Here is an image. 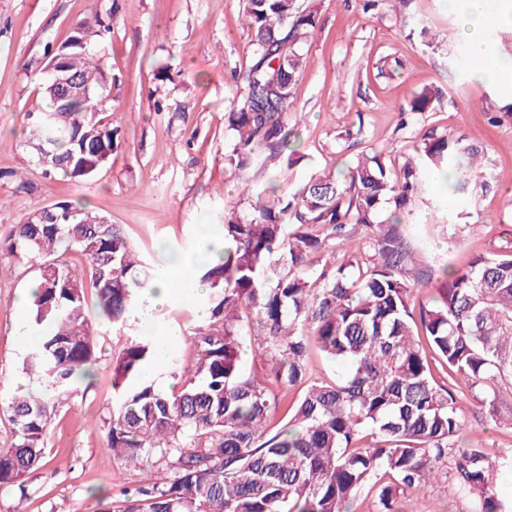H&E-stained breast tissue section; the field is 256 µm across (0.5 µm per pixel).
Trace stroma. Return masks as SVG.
<instances>
[{"mask_svg": "<svg viewBox=\"0 0 512 512\" xmlns=\"http://www.w3.org/2000/svg\"><path fill=\"white\" fill-rule=\"evenodd\" d=\"M319 17L304 47L305 69L288 114L299 122L298 184L312 171H336L369 148L390 144L412 151L428 128L467 135L478 143L489 190L448 197L432 184L405 217L418 266L461 269L477 255L512 240V87L476 80L458 40L448 37L457 18L440 0H413L409 17L389 0L363 12L359 0H304ZM426 19L427 37L412 33L411 16ZM111 19L102 44L111 80L103 116L114 132L109 161L85 180L45 173L27 147L29 110L37 103L35 74L48 64V47L75 25ZM250 31L241 0H0V239L29 215L62 200H80L120 225L136 249L161 264L169 249L195 250L203 231L218 235L225 210L250 214L238 186L245 173L224 164V112L230 72L249 62ZM435 87V110L408 125L399 110L414 91ZM36 275L35 260L0 253V448L15 441L6 402L25 370L32 344L30 305L20 298ZM182 335L173 350L183 367L195 355L188 338L203 320L196 308L172 301L157 315L100 339L89 380L78 382L57 406L47 437V464L24 478L23 488L0 491V512L24 499L26 512H92L95 497L121 499L152 483L156 466H124L105 444L112 408V359L131 330L158 335L169 324ZM495 393L497 423H483L480 400ZM469 430L463 448L495 458L512 453V381L457 394ZM408 512H461L445 472L407 500Z\"/></svg>", "mask_w": 512, "mask_h": 512, "instance_id": "stroma-1", "label": "stroma"}]
</instances>
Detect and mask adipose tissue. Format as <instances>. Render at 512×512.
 I'll return each mask as SVG.
<instances>
[{
	"label": "adipose tissue",
	"instance_id": "adipose-tissue-1",
	"mask_svg": "<svg viewBox=\"0 0 512 512\" xmlns=\"http://www.w3.org/2000/svg\"><path fill=\"white\" fill-rule=\"evenodd\" d=\"M443 5L459 17L460 38L476 62L473 77L479 80L490 76L512 78V63L491 56L483 39V33L490 25H512V8H496L494 0H443ZM193 264V259L183 255H170L166 275L156 282V305H166L175 298L188 306L201 305L205 289L188 274Z\"/></svg>",
	"mask_w": 512,
	"mask_h": 512
}]
</instances>
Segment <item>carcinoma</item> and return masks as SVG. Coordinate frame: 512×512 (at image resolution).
Segmentation results:
<instances>
[{
  "label": "carcinoma",
  "instance_id": "obj_1",
  "mask_svg": "<svg viewBox=\"0 0 512 512\" xmlns=\"http://www.w3.org/2000/svg\"><path fill=\"white\" fill-rule=\"evenodd\" d=\"M251 31L250 61L232 75L235 95L224 113V163L233 170L283 171L302 160L298 127H288L303 45L318 18L299 0H242ZM110 26L87 22L48 52L67 55L69 71L89 92L59 111L52 77L39 80L44 105L30 147L48 171L87 178L112 155L113 132L99 118L107 83L94 44ZM442 92L425 87L401 108L434 110ZM481 149L465 135L432 127L413 153L383 147L333 173L313 171L290 188L249 180L253 212L224 216L223 236L190 276L207 285L210 321L189 343L196 351L180 390L161 393L144 378L155 343L132 336L112 359V413L106 446L124 464L149 461L158 478L94 512H355L363 489L375 512H408L436 468L448 469L453 494L469 512H512L498 498L493 473L504 455L461 448L468 431L452 387L512 377V247L475 257L467 269L443 268L433 304L411 305L414 288L435 272L412 268L404 214L441 175L452 192L471 191ZM390 207L381 218L383 206ZM54 223L23 220L0 250L36 259L32 309L36 338L28 367L39 387L18 390L7 409L16 439L0 450V488L46 463V436L59 399L96 360L98 330L85 315L94 292L102 324L122 327L131 311L154 313L157 273L121 227L105 223L81 201L53 205ZM76 250L87 267L64 258ZM251 323L243 325L242 310ZM257 344L270 380L301 389L288 422L269 428V386L242 366L245 340ZM349 365L339 379L308 381L311 343ZM447 378L438 382L430 359Z\"/></svg>",
  "mask_w": 512,
  "mask_h": 512
}]
</instances>
